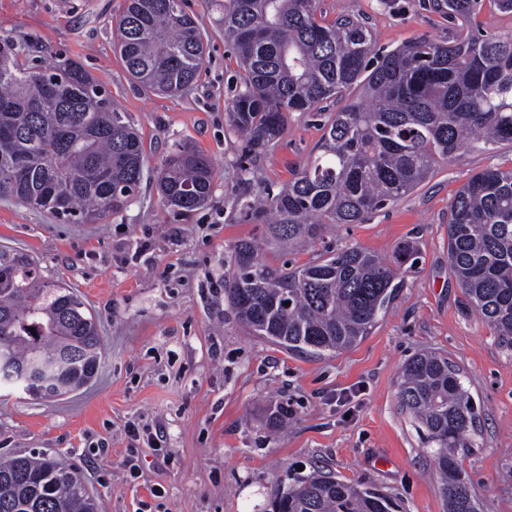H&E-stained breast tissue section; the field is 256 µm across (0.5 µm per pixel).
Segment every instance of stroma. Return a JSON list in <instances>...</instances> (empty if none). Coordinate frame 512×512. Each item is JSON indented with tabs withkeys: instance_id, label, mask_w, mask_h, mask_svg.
Segmentation results:
<instances>
[{
	"instance_id": "stroma-1",
	"label": "stroma",
	"mask_w": 512,
	"mask_h": 512,
	"mask_svg": "<svg viewBox=\"0 0 512 512\" xmlns=\"http://www.w3.org/2000/svg\"><path fill=\"white\" fill-rule=\"evenodd\" d=\"M124 0H0V37L28 64L81 62L144 142L148 167L189 141L211 156L208 203L167 207L154 184L95 224H71L0 198V245L31 254L99 321L102 363L85 388L52 400L0 388V452L45 453L74 464L98 512H267L277 488L321 469L376 487L402 512H446L431 447L402 408L405 363L422 354L459 368L476 411L460 461L490 512H512V351L476 313L448 265L456 190L488 167L512 168V145L469 147L362 224H337L312 244L282 248L240 203L280 188L318 152L338 103L292 112L268 152L253 156L227 121L244 72L224 44L218 12L185 0L208 43L197 82L176 96L132 82L112 50ZM326 20L353 17L382 55L418 38L461 33L436 0H319ZM260 244L262 261L289 267L346 246L391 257L415 242L395 299L355 346L318 356L252 334L230 307L233 250Z\"/></svg>"
}]
</instances>
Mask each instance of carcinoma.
<instances>
[{
	"instance_id": "1",
	"label": "carcinoma",
	"mask_w": 512,
	"mask_h": 512,
	"mask_svg": "<svg viewBox=\"0 0 512 512\" xmlns=\"http://www.w3.org/2000/svg\"><path fill=\"white\" fill-rule=\"evenodd\" d=\"M219 11L224 40L244 71L228 107L247 153L284 134L288 113L312 112L349 92L328 121L319 153L278 191L243 209L270 215L271 238L293 247L330 224H361L422 184L438 159L472 141L512 143V36L467 33L449 43L416 39L372 60V33L350 17L317 20L318 0H204ZM483 0H441L448 17L471 21ZM115 50L132 80L163 95L196 82L205 42L183 0H125ZM24 48L0 38V196L58 218L94 224L126 209L153 175L163 201L181 213L210 197L214 164L178 143L154 170L142 141L76 61L30 67ZM416 248L381 259L358 247L295 268L236 247L225 291L252 332L290 351H344L367 336L400 287ZM448 263L471 305L512 347V169L486 168L450 205ZM35 360L45 373L23 391L41 398L75 392L96 376V318L71 287L46 280L27 252L0 247V353ZM399 398L435 459L447 512H484L459 463L469 447L473 401L458 369L431 354L402 371ZM273 512H398L378 489L313 471L277 490ZM0 512H98L80 469L46 454L0 458Z\"/></svg>"
}]
</instances>
